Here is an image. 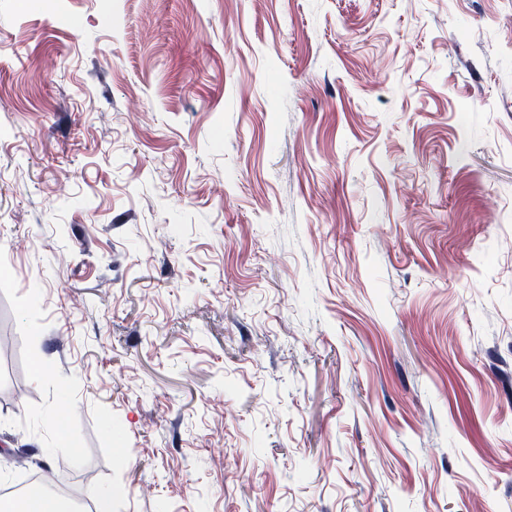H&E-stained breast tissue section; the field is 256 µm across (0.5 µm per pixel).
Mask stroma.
Segmentation results:
<instances>
[{
    "instance_id": "1",
    "label": "stroma",
    "mask_w": 512,
    "mask_h": 512,
    "mask_svg": "<svg viewBox=\"0 0 512 512\" xmlns=\"http://www.w3.org/2000/svg\"><path fill=\"white\" fill-rule=\"evenodd\" d=\"M5 332L74 512H512V0H0Z\"/></svg>"
}]
</instances>
